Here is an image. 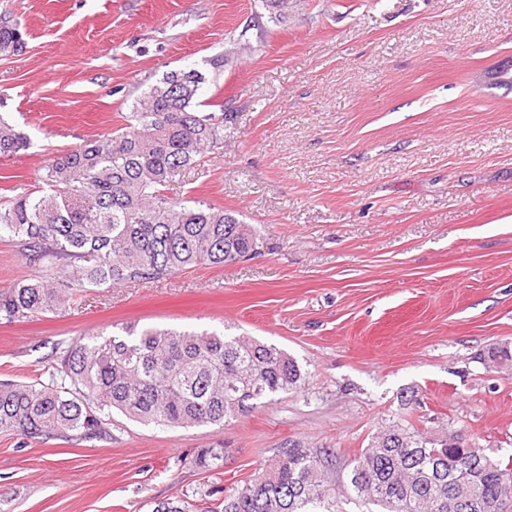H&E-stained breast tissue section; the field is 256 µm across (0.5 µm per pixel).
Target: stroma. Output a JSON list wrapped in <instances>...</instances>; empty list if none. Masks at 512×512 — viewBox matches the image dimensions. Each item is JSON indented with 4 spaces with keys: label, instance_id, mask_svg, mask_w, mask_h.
Returning a JSON list of instances; mask_svg holds the SVG:
<instances>
[{
    "label": "stroma",
    "instance_id": "stroma-1",
    "mask_svg": "<svg viewBox=\"0 0 512 512\" xmlns=\"http://www.w3.org/2000/svg\"><path fill=\"white\" fill-rule=\"evenodd\" d=\"M0 0L26 47L0 58V116L30 140L0 186L39 189L45 165L112 133L169 71H224L236 115L218 153L167 194L256 231L250 259L95 288L70 308L0 324V379L47 380L58 345L114 325L222 331L272 344L300 389L224 427L161 428L113 413L108 436L23 443L0 432V512H152L196 489L230 494L298 444L336 476L392 422L465 430L512 458V0ZM224 447L203 471L198 449Z\"/></svg>",
    "mask_w": 512,
    "mask_h": 512
}]
</instances>
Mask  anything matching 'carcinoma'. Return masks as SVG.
I'll return each mask as SVG.
<instances>
[{"label":"carcinoma","instance_id":"carcinoma-1","mask_svg":"<svg viewBox=\"0 0 512 512\" xmlns=\"http://www.w3.org/2000/svg\"><path fill=\"white\" fill-rule=\"evenodd\" d=\"M288 0H261L272 22ZM24 46L20 22L0 14V57ZM206 76L172 70L123 116L124 125L43 168L40 190L8 188L0 203V239L11 240L31 273L0 291V323L57 312L86 288L168 279L197 266H226L254 250L255 231L204 200L172 201L175 173L224 147L235 113L214 95L201 99ZM29 147L0 117V156ZM49 380L0 381V432L24 440L101 439L117 411L161 427L222 426L261 400L301 387L286 352L245 336L121 327L59 348ZM334 452L288 448L234 493L208 502L178 497L152 512H334L329 477ZM194 465L224 466V448L201 449ZM345 493L379 512H512V462L485 455L463 431L435 439L395 423L345 464Z\"/></svg>","mask_w":512,"mask_h":512}]
</instances>
